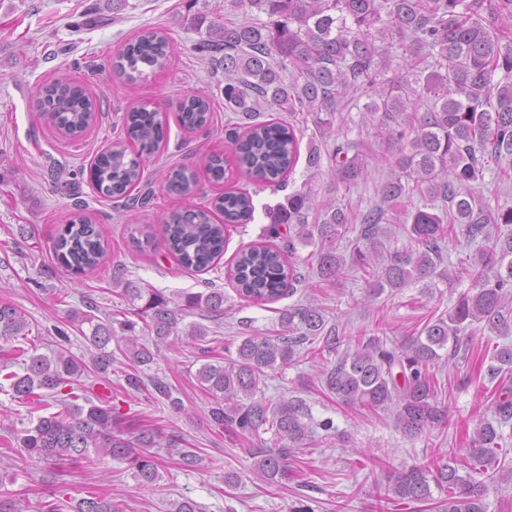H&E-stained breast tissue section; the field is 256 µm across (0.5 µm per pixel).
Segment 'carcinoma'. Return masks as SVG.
I'll use <instances>...</instances> for the list:
<instances>
[{
  "label": "carcinoma",
  "mask_w": 512,
  "mask_h": 512,
  "mask_svg": "<svg viewBox=\"0 0 512 512\" xmlns=\"http://www.w3.org/2000/svg\"><path fill=\"white\" fill-rule=\"evenodd\" d=\"M245 20L219 23L205 11L188 18L192 28L205 31L196 50L208 54L224 74V102L234 112L227 125L240 169L259 186L286 187V177L300 157L295 127L279 117L265 118L270 110L294 116L305 112L320 134L331 136L334 122L349 99L365 97L362 122L387 151L390 176L381 181L377 195L382 204L355 211L333 199L320 202L312 181L292 191L270 209L271 235L288 225L285 247L253 245L235 256L228 276L239 297L247 302L274 303L306 283V274L289 260L297 245H314L317 276L332 283L349 271L365 273L367 297L397 291L411 284L428 288L433 278L453 287L461 274L438 270L446 241L457 232L480 245L473 254L471 287L461 292L446 314L429 319L401 343L379 336H357L354 350L345 351L333 367L322 371L324 388L339 401L368 412L393 414L395 428L405 436L440 428L448 421V407L438 402L430 366L441 358L449 341L475 325L496 336L512 335V205L492 207L475 196L490 162H506L499 178L512 181V0H229ZM402 50L405 74L388 76L391 49ZM170 53L166 35L146 29L117 55L115 67L139 71L143 66L162 69ZM433 72L421 81L428 68ZM500 73L499 81H494ZM432 98L419 105L423 96ZM41 108L59 131L77 137L96 122V106L82 89L56 80L42 89ZM211 119L210 98L196 92L183 99L178 121L189 132L206 128ZM128 139L141 153L127 152L121 141L110 144L91 170L96 190L108 197H124L130 208L147 204L153 191L138 190L143 178L142 153L151 154L165 139L158 113L134 110L124 117ZM329 176L346 188L365 180L373 160L359 141L334 143L327 152ZM307 169L321 171V149L308 146ZM166 192L191 196L196 175L174 168L162 179ZM411 194L425 199L424 207L403 214L404 230L415 249L384 251L389 237V209ZM317 222H308L310 212ZM224 222L215 221L216 214ZM247 192L229 191L213 207L188 205L164 220V240L180 263L206 271L224 253V230L252 218ZM354 238H349V234ZM349 240L351 260L340 254ZM53 252L65 268L82 274L96 269L105 253L104 239L92 218L73 214L53 243ZM127 302L143 305L138 314L154 334L153 345L166 343L186 317L220 318L224 291L206 288L188 294L177 304L166 296L133 282L120 292ZM70 320L78 326L90 349V361L58 347L50 354L32 353L25 374L0 363L3 379L14 397L30 401L46 390L60 398L64 410L40 417L16 434L28 458L50 469L90 459V452L109 455L134 471L145 485L161 478L154 436L141 432L125 436L112 406L89 398L72 404L74 384L89 370L105 373L112 366L111 343L138 366L154 361L150 347L133 336L135 325L120 324L116 335L112 317L98 315L95 305L76 311ZM88 329H83V325ZM280 333L274 337L249 335L235 352L203 364L196 378L211 397L209 416L219 431L246 436L260 430L273 432V445L252 453L251 472L268 484L288 475L292 450L311 437L305 422L306 405L300 398L272 402L264 395L268 372L301 357L307 343L323 341V348L338 352V337L327 327V310L309 300L280 312ZM28 325L17 306L0 302V339L19 336ZM498 365L488 368L495 379L512 372V346L493 351ZM496 418L480 422L469 451L476 466L459 474L454 459L430 460L393 471L384 496L397 502H422L431 485L448 488L439 512H486L485 482L512 481V470L500 464L502 425L512 420V389L502 388L495 401ZM73 512H121L111 500L94 493L82 498Z\"/></svg>",
  "instance_id": "cac0c4a2"
}]
</instances>
